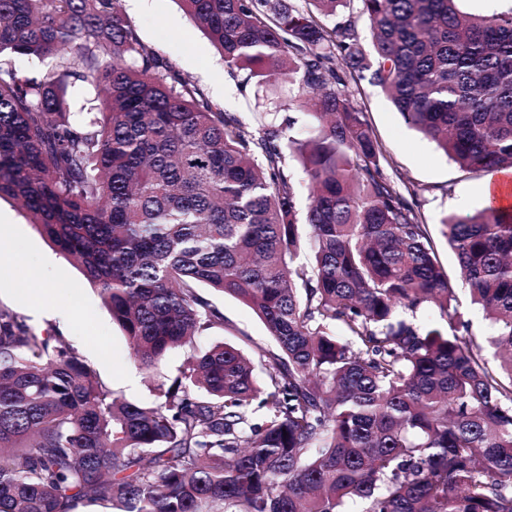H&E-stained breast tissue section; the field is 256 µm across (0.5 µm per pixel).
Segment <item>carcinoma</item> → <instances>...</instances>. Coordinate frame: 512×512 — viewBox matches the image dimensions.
<instances>
[{
  "instance_id": "carcinoma-1",
  "label": "carcinoma",
  "mask_w": 512,
  "mask_h": 512,
  "mask_svg": "<svg viewBox=\"0 0 512 512\" xmlns=\"http://www.w3.org/2000/svg\"><path fill=\"white\" fill-rule=\"evenodd\" d=\"M180 2L229 74L290 78L284 109L314 133L215 108L119 0H0V199L80 267L141 368L224 327L200 285L253 309L275 348L255 363L216 343L141 404L0 308V512H512V207L440 224L497 371L350 87H380L460 168L512 170V9L359 0L367 51L353 20L321 21L351 0ZM77 81L105 100L73 120ZM426 305L446 324L398 315Z\"/></svg>"
}]
</instances>
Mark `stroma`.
Wrapping results in <instances>:
<instances>
[{
    "instance_id": "1",
    "label": "stroma",
    "mask_w": 512,
    "mask_h": 512,
    "mask_svg": "<svg viewBox=\"0 0 512 512\" xmlns=\"http://www.w3.org/2000/svg\"><path fill=\"white\" fill-rule=\"evenodd\" d=\"M122 7L136 25L141 40L175 64L204 97L223 111L237 113L247 121L254 106L275 111L277 102L295 91L294 85L283 79L276 96L271 97L254 83L231 77L212 42L183 12L179 0H122ZM351 89L356 106L384 150L386 174L397 185L415 190L418 220L428 225L433 235L438 259L452 280L459 310L470 323L471 335L476 341H483L490 325L471 305L454 253L441 236L439 224L447 215L482 210L474 193L486 182L487 173L460 169L434 143L405 123L379 87L361 80ZM0 215L8 217L11 224L9 232L0 238V250L16 256L8 266V275L0 277V308L13 311L38 328L64 331L97 378L128 401H154L157 385L174 375L192 351L213 342L233 341L249 351L272 345L255 312L233 297L213 293L209 299L224 314L223 328L209 330L191 345L170 353L157 370L145 371L130 361L125 336L81 270L40 234L13 201L0 200ZM35 271L55 287L50 310H40L26 300L29 277Z\"/></svg>"
}]
</instances>
